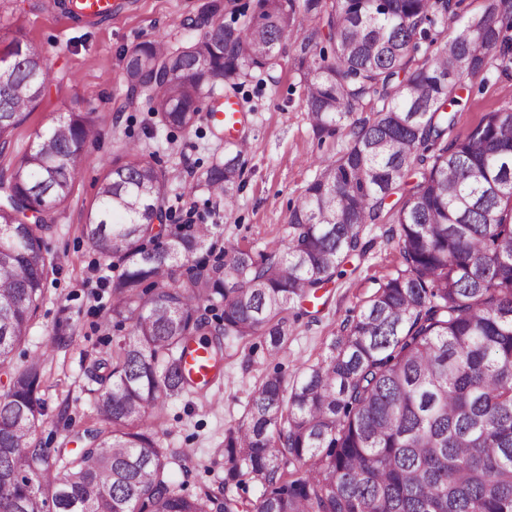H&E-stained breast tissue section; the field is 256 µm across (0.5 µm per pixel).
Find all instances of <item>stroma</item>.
<instances>
[{
  "mask_svg": "<svg viewBox=\"0 0 512 512\" xmlns=\"http://www.w3.org/2000/svg\"><path fill=\"white\" fill-rule=\"evenodd\" d=\"M206 2L130 0L115 15L90 25L55 7L53 0H0V48L16 38L37 45L52 71L48 93L14 131L9 158L20 156L36 133L68 112L93 110L104 117L99 135L85 150L71 196L45 238L57 270L48 276L45 301L11 366H22L30 356L41 353L57 332H64L65 341L47 361L41 391L43 438L50 447L64 446L75 431L91 424L88 390L93 383L86 371L118 334L112 321L113 272L90 247L82 226L99 204L98 188L112 159L121 156L126 144L135 142L155 153L170 171L169 204L177 222L202 218L218 223L224 238L255 252L286 245L289 210L315 175L314 159H337L349 145L345 128L321 140L314 137L299 62L293 53L285 58L274 80L257 74L238 91L224 89V96L240 108L233 136L212 134L213 122L207 119L197 134L145 138L142 129L150 116L145 104L127 103L125 54L134 45L159 36L179 44L185 37L180 20L197 15ZM510 96L512 79L489 72L486 82L464 100L454 135H465L486 112ZM241 142L246 145L245 152H240L242 187L232 209L227 210L215 198L195 190L190 173L213 158L238 152ZM361 236L370 242L369 252L356 270L337 280L319 313L308 315L297 304L289 309L294 334L277 360L267 359L259 347L229 345L224 351V378L210 387L204 399L186 396L168 402L161 422L146 421V429L157 432L164 452L186 458L187 472L176 475L186 492H197L222 476L224 431L243 422L258 378L278 364L286 383H294L302 366L327 352L340 336L344 321L357 313L377 282L399 267L398 225L368 224ZM11 368L0 369V393L8 385ZM62 410L68 423L58 421Z\"/></svg>",
  "mask_w": 512,
  "mask_h": 512,
  "instance_id": "1",
  "label": "stroma"
}]
</instances>
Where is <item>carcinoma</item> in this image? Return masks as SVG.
Masks as SVG:
<instances>
[{"instance_id": "obj_1", "label": "carcinoma", "mask_w": 512, "mask_h": 512, "mask_svg": "<svg viewBox=\"0 0 512 512\" xmlns=\"http://www.w3.org/2000/svg\"><path fill=\"white\" fill-rule=\"evenodd\" d=\"M209 0L172 47L126 54L127 98L145 132L193 129L217 88L270 74L293 48L312 132L348 124L351 142L288 217V243L259 252L218 225L170 224V173L129 144L83 229L112 276V319L127 333L87 369L93 425L77 452L39 437L47 355L0 394V512H512V98L449 137L462 91L489 68L512 77V0H259L238 26ZM51 70L36 46L0 54V157ZM370 113L357 116L365 106ZM95 111L36 134L0 180V367L29 335L56 270L44 236L57 223ZM241 153L195 175L232 204ZM366 224H397L401 267L378 284L291 393L279 367L224 431V479L186 494L185 459L143 425L165 404L205 397L224 349L258 339L275 358L293 335L291 305L317 299L369 245ZM207 349L213 376L182 362ZM252 484L253 498L232 494Z\"/></svg>"}]
</instances>
